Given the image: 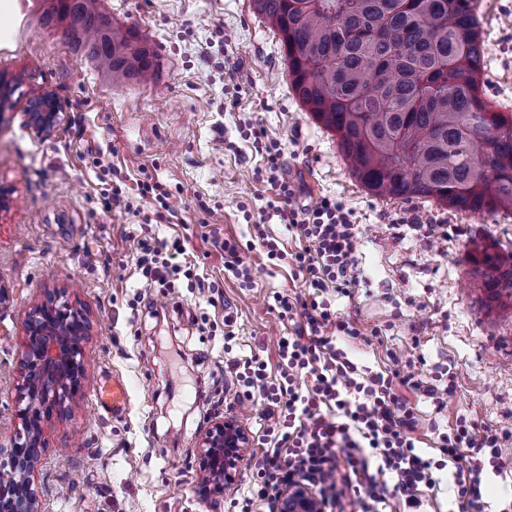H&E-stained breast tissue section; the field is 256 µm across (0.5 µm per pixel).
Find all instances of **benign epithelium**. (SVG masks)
I'll return each mask as SVG.
<instances>
[{"instance_id": "obj_1", "label": "benign epithelium", "mask_w": 512, "mask_h": 512, "mask_svg": "<svg viewBox=\"0 0 512 512\" xmlns=\"http://www.w3.org/2000/svg\"><path fill=\"white\" fill-rule=\"evenodd\" d=\"M23 115L38 134L51 133L64 113L50 94L30 98ZM90 333L87 314L68 301L43 303L25 322L20 382L16 388V417L21 429L11 443L0 471L13 482L0 486V512H41L35 478L42 460L43 425L53 412L82 395L85 368L81 339ZM252 441L234 416L213 415L199 433L196 460L198 494L206 499L234 489ZM277 512H324L321 500L302 483L282 490Z\"/></svg>"}]
</instances>
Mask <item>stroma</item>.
<instances>
[{
	"label": "stroma",
	"mask_w": 512,
	"mask_h": 512,
	"mask_svg": "<svg viewBox=\"0 0 512 512\" xmlns=\"http://www.w3.org/2000/svg\"><path fill=\"white\" fill-rule=\"evenodd\" d=\"M114 21L135 26L158 55L151 84L114 85L66 39L41 22L46 0H10L0 10V76L16 107L0 118V182L15 189L0 215V445L20 427L15 415L24 322L65 293L92 323L83 343V394L44 427L36 485L42 512H241L257 458L249 453L232 495L197 493L196 445L215 412L256 427L262 404L242 409L224 368V331L234 350L251 348L275 374L278 343L291 328L274 296L305 293L291 260L268 259L259 234L287 242L267 209L262 155L241 128L253 122L277 140L292 208L341 201L358 226L353 297L329 293L364 341L345 343L359 369L380 372L391 356L425 382L448 372L454 388L436 409L411 397L421 453L438 457L439 434L457 417L502 437V474L487 473L483 505L512 498V305L473 287L477 248L512 253V216L457 212L422 199L371 195L348 172L334 133L294 98L285 52L250 0H103ZM486 45L480 95L512 113V0H475ZM249 77L236 87L230 75ZM52 93L66 118L50 135L26 127L32 91ZM153 179L172 213L135 195ZM118 183L133 212H107L100 190ZM431 217L447 237L426 236ZM181 240L201 287L145 288L134 258L144 238ZM240 242L250 282L224 272L220 241ZM234 322L225 326L224 311ZM128 390L121 414L98 407L103 383Z\"/></svg>",
	"instance_id": "obj_1"
}]
</instances>
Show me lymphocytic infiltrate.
Here are the masks:
<instances>
[{"instance_id":"1","label":"lymphocytic infiltrate","mask_w":512,"mask_h":512,"mask_svg":"<svg viewBox=\"0 0 512 512\" xmlns=\"http://www.w3.org/2000/svg\"><path fill=\"white\" fill-rule=\"evenodd\" d=\"M246 138L261 151L275 188L270 209L277 211L299 243L287 254L277 240L263 239L268 258H291L310 291L276 295L280 318L293 321V335L279 342L277 377H268L256 357L231 356L225 366L234 374L238 403L267 406L257 430L262 450L255 462L259 497L270 489L300 482L322 499L326 512H382L389 497L407 507L421 505L423 490L434 488L437 467L416 451L417 417L407 395L425 391L443 404L451 385H424L415 372L393 363L386 371L365 374L337 347V340H358L360 330L337 316L328 292L352 296L357 226L342 202L322 198L314 207L296 210L294 190L281 172L284 159L266 131L247 125ZM185 249L173 241L169 250L143 245L135 265L144 287H170L182 271ZM306 387H299V377ZM500 436L459 419L443 434L439 451L455 463L458 512H473L482 497L486 469L501 472Z\"/></svg>"}]
</instances>
